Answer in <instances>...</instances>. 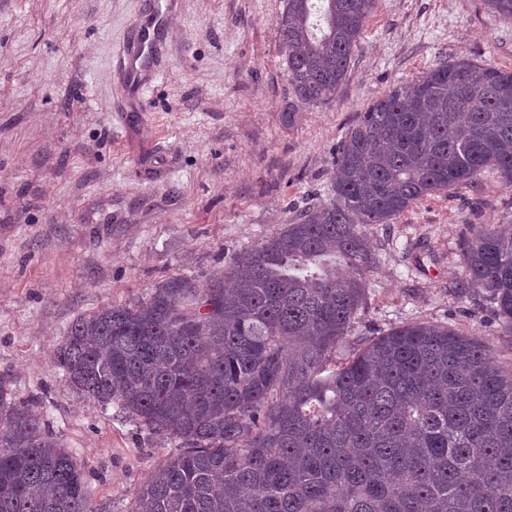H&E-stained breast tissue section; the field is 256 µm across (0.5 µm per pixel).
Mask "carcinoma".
<instances>
[{"label": "carcinoma", "mask_w": 512, "mask_h": 512, "mask_svg": "<svg viewBox=\"0 0 512 512\" xmlns=\"http://www.w3.org/2000/svg\"><path fill=\"white\" fill-rule=\"evenodd\" d=\"M376 0H284L296 101L336 96ZM489 169L512 183V70L442 63L378 97L336 156L333 199L235 256L77 316L69 386L178 439L130 512H512V369L442 324L361 343L367 228ZM464 280L512 333V234L459 242ZM0 512H95L86 474L0 376Z\"/></svg>", "instance_id": "obj_1"}]
</instances>
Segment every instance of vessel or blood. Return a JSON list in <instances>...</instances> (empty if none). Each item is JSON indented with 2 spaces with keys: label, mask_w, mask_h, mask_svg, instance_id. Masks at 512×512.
<instances>
[{
  "label": "vessel or blood",
  "mask_w": 512,
  "mask_h": 512,
  "mask_svg": "<svg viewBox=\"0 0 512 512\" xmlns=\"http://www.w3.org/2000/svg\"><path fill=\"white\" fill-rule=\"evenodd\" d=\"M150 21L133 19L126 40L115 56L113 71L127 95L148 88L166 70L169 52L161 36L175 15L174 0H145Z\"/></svg>",
  "instance_id": "1"
}]
</instances>
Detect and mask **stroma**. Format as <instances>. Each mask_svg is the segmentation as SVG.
<instances>
[{
    "label": "stroma",
    "mask_w": 512,
    "mask_h": 512,
    "mask_svg": "<svg viewBox=\"0 0 512 512\" xmlns=\"http://www.w3.org/2000/svg\"><path fill=\"white\" fill-rule=\"evenodd\" d=\"M141 0H0V375L34 398L88 474L97 512H128L181 450L115 404L73 391L53 352L72 320L144 298L329 201L362 112L444 61L512 70V19L485 0H377L333 100L294 103L275 27L283 0H178L169 67L146 111L118 112L112 61ZM512 229V184L485 173L370 227L377 268L355 338L448 325L512 366L482 294L454 287L469 228Z\"/></svg>",
    "instance_id": "obj_1"
}]
</instances>
